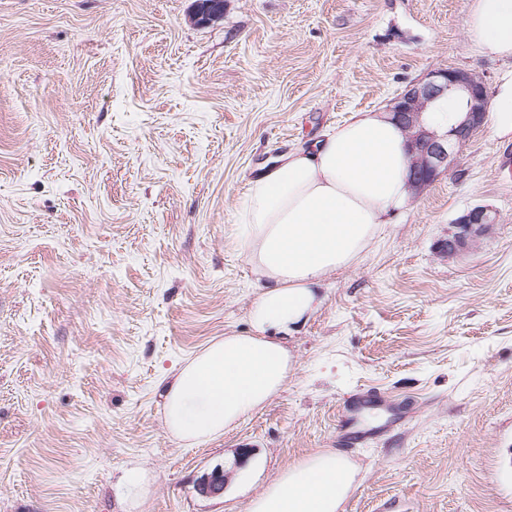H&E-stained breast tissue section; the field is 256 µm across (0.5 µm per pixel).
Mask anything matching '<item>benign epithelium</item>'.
Listing matches in <instances>:
<instances>
[{"instance_id": "benign-epithelium-1", "label": "benign epithelium", "mask_w": 512, "mask_h": 512, "mask_svg": "<svg viewBox=\"0 0 512 512\" xmlns=\"http://www.w3.org/2000/svg\"><path fill=\"white\" fill-rule=\"evenodd\" d=\"M223 4L218 0H197L194 20L207 24L218 18ZM461 91L466 102V120L444 135L421 124V114L427 106L449 92ZM489 92L484 81L476 74L457 68H440L406 87L393 103L392 113L409 130L411 170L417 174L412 188L427 182V176H440L454 163L458 147L466 143L483 126L487 112ZM496 223L495 214L486 206H475L455 219V232L448 237L446 253L457 256L477 237L485 234ZM226 475L216 470L199 485L205 495L218 496L224 492Z\"/></svg>"}]
</instances>
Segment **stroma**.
<instances>
[{
    "label": "stroma",
    "instance_id": "stroma-1",
    "mask_svg": "<svg viewBox=\"0 0 512 512\" xmlns=\"http://www.w3.org/2000/svg\"><path fill=\"white\" fill-rule=\"evenodd\" d=\"M193 3L0 0V512H249L331 449L342 512H512V143L486 126L324 276L282 391L224 436L168 430L164 381L251 329L254 174L431 70L502 69L471 0ZM477 205L496 224L448 257Z\"/></svg>",
    "mask_w": 512,
    "mask_h": 512
}]
</instances>
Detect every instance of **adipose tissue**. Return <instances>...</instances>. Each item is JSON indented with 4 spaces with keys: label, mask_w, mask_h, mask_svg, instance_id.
Returning <instances> with one entry per match:
<instances>
[{
    "label": "adipose tissue",
    "mask_w": 512,
    "mask_h": 512,
    "mask_svg": "<svg viewBox=\"0 0 512 512\" xmlns=\"http://www.w3.org/2000/svg\"><path fill=\"white\" fill-rule=\"evenodd\" d=\"M471 43L506 67L484 122L512 141V0H472ZM407 134L386 111H358L307 147L280 156L248 182L238 221L261 292L253 334L218 339L187 360L164 387V419L179 439L203 442L232 430L288 382L289 354L266 337L313 309L314 288L355 263L382 225L408 210ZM356 469L335 450L286 467L249 512H339Z\"/></svg>",
    "instance_id": "obj_1"
}]
</instances>
